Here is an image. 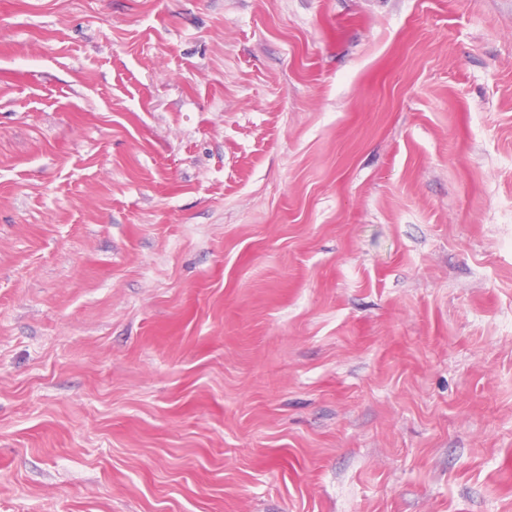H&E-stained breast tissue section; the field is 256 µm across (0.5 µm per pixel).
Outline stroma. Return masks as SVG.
I'll list each match as a JSON object with an SVG mask.
<instances>
[{
	"mask_svg": "<svg viewBox=\"0 0 512 512\" xmlns=\"http://www.w3.org/2000/svg\"><path fill=\"white\" fill-rule=\"evenodd\" d=\"M0 512H512V0H0Z\"/></svg>",
	"mask_w": 512,
	"mask_h": 512,
	"instance_id": "35a3bbf8",
	"label": "stroma"
}]
</instances>
